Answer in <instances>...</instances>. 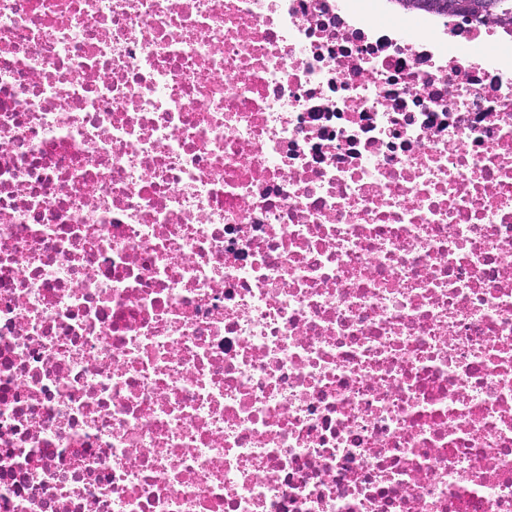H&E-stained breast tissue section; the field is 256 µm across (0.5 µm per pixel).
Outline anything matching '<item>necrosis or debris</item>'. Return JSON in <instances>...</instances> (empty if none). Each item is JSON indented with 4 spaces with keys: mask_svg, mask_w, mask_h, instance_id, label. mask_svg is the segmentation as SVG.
<instances>
[{
    "mask_svg": "<svg viewBox=\"0 0 512 512\" xmlns=\"http://www.w3.org/2000/svg\"><path fill=\"white\" fill-rule=\"evenodd\" d=\"M0 512H512V31L0 0Z\"/></svg>",
    "mask_w": 512,
    "mask_h": 512,
    "instance_id": "necrosis-or-debris-1",
    "label": "necrosis or debris"
}]
</instances>
